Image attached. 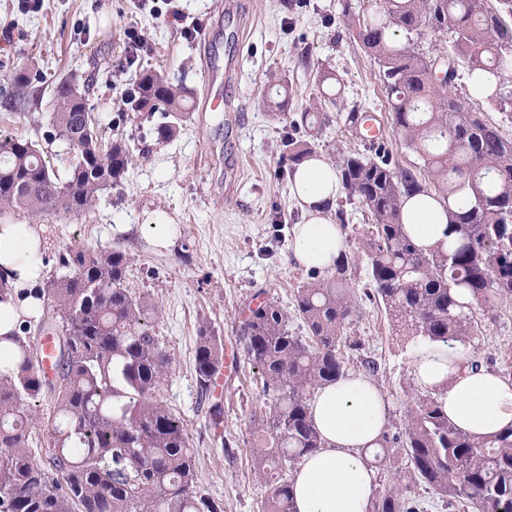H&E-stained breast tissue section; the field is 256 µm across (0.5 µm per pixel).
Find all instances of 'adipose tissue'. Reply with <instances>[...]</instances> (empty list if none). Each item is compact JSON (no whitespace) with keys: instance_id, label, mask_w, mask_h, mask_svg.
Returning a JSON list of instances; mask_svg holds the SVG:
<instances>
[{"instance_id":"1","label":"adipose tissue","mask_w":512,"mask_h":512,"mask_svg":"<svg viewBox=\"0 0 512 512\" xmlns=\"http://www.w3.org/2000/svg\"><path fill=\"white\" fill-rule=\"evenodd\" d=\"M292 196L304 212L293 228L292 255L301 265L326 271L344 249L339 225L328 217L340 190L335 168L323 157L295 168ZM413 241L428 246L443 238L448 215L433 197L418 195L403 209ZM45 240L38 224H0V273L16 287L35 288L47 275ZM466 349L425 347L414 360L422 385L435 388L459 429L476 436L512 425V379L464 365ZM316 427L326 446L299 465L294 489L296 512H369L377 474L364 451L374 447L387 423L388 404L380 389L360 375H348L319 389L312 402Z\"/></svg>"}]
</instances>
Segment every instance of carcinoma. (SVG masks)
Returning a JSON list of instances; mask_svg holds the SVG:
<instances>
[{
    "mask_svg": "<svg viewBox=\"0 0 512 512\" xmlns=\"http://www.w3.org/2000/svg\"><path fill=\"white\" fill-rule=\"evenodd\" d=\"M347 29L380 68L393 131L420 158L414 171L401 165L385 142L371 155L339 161L346 200L370 217L363 237L373 298L383 305L395 335L407 343L458 344L477 335V312L492 319L512 299V139L485 116L484 105L505 111L493 92L482 101L460 96L455 79H433V61L448 57L469 73L496 83L512 72V0H381L372 15L342 0ZM406 34V42L395 39ZM450 35L452 52L424 54L412 35ZM319 72L320 98L337 104L340 91ZM33 71L14 73L15 96L30 101ZM74 76L49 91V137L70 150L59 174L38 144L23 137L0 140V219L15 211L48 217L82 214L99 194L122 183L133 156L119 137L102 154L100 129L87 99L70 96ZM289 85L267 94L278 118L288 114ZM194 90L145 67L124 99L131 112H162L156 140H174L189 114ZM326 112L305 111L293 120L306 136L281 140L279 175L314 156ZM372 115L354 107L344 127L366 136ZM433 193L449 218L448 240L427 248L406 233L407 198ZM65 273L33 296L52 316L23 325L0 342L14 344L0 365V512H224V504L199 486L197 464L183 418L160 398L173 355L153 332L156 305L124 287L130 254L119 246H78L59 255ZM355 259L342 253L331 275L300 285L288 309L266 301L242 322L239 344L270 403L253 432L252 467L270 486L261 512H293L289 475L307 455L325 447L310 405L315 391L346 375L344 329L356 316L351 287ZM301 321L306 335L288 329ZM53 341V375L39 369L38 337ZM224 367V340L199 327L195 376L207 396ZM54 404L45 462L35 460L29 417L45 399ZM403 448L405 469L450 507L467 512H512V426L475 437L448 419L439 394L415 393L403 431L382 433L374 463L385 466L388 448ZM405 491L376 493L369 512H420Z\"/></svg>",
    "mask_w": 512,
    "mask_h": 512,
    "instance_id": "cac0c4a2",
    "label": "carcinoma"
}]
</instances>
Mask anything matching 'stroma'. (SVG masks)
Masks as SVG:
<instances>
[{
	"instance_id": "obj_1",
	"label": "stroma",
	"mask_w": 512,
	"mask_h": 512,
	"mask_svg": "<svg viewBox=\"0 0 512 512\" xmlns=\"http://www.w3.org/2000/svg\"><path fill=\"white\" fill-rule=\"evenodd\" d=\"M225 0H181L185 25L167 22L137 0H40L37 9H19L18 0H0V94L14 71L35 64L38 82L49 89L74 75L89 83L88 106L106 137H122L137 153L123 183L101 193L79 215L43 219L45 264L56 272V258L76 246H123L134 261L125 285L149 296L158 307L153 330L174 357L160 396L182 416L198 465L201 488L224 504V512H260L270 492L252 468V435L268 398L255 381L247 356L223 389L224 425L210 429L199 408L194 374L197 329L209 324L230 348H237L239 326L250 308L264 300L289 304L309 269L292 257L291 230L303 220L289 183L279 175L283 121L272 118L262 98L270 81L284 78L292 87L288 117L314 105L313 74L333 72L342 98L330 108V122L319 139L317 155L336 162L339 151L365 152L368 144L347 134L344 120L354 107L387 116L388 101L379 66L349 36L341 15L342 0H238L236 16ZM209 27L214 66L240 56L243 66L220 112L191 113L174 141H155L151 131L159 115L129 112L124 92L140 66L163 69L172 82L203 93L207 84L198 35ZM145 42L135 65H128L126 29ZM44 109L8 112L0 107V133L37 141L57 170L69 151L47 138ZM162 214L173 226L167 248L155 247L145 214ZM186 251L187 260L177 257ZM361 309L345 330L358 347L346 351L349 373L375 360V385L391 402L387 427L396 430L413 403L415 349L394 336L384 309L372 298L365 264L351 273ZM512 345V300L495 319L479 322L476 358L496 370L499 352ZM400 452L379 470L380 489L406 486L424 501L427 512H449L425 488L411 482Z\"/></svg>"
}]
</instances>
